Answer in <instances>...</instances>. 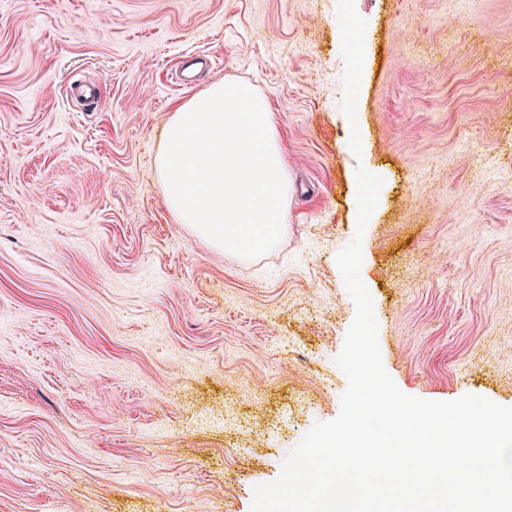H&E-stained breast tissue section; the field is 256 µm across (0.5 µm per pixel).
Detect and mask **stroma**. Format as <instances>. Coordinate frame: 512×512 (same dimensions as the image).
<instances>
[{
  "label": "stroma",
  "instance_id": "35a3bbf8",
  "mask_svg": "<svg viewBox=\"0 0 512 512\" xmlns=\"http://www.w3.org/2000/svg\"><path fill=\"white\" fill-rule=\"evenodd\" d=\"M337 4L0 0V512H251L340 413L358 232L397 386L512 407V0H355L352 122ZM219 81L278 116L288 223L258 258L159 187L167 120Z\"/></svg>",
  "mask_w": 512,
  "mask_h": 512
}]
</instances>
